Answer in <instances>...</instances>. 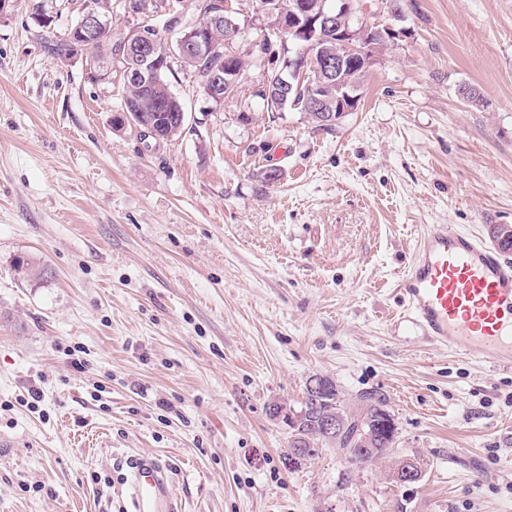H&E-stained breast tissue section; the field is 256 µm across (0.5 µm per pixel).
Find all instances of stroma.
<instances>
[{
	"label": "stroma",
	"instance_id": "obj_1",
	"mask_svg": "<svg viewBox=\"0 0 512 512\" xmlns=\"http://www.w3.org/2000/svg\"><path fill=\"white\" fill-rule=\"evenodd\" d=\"M233 6L236 95L175 67L187 120L161 142L113 127L120 71L54 54L76 0L0 10V512H113L135 453L179 512H512V371L428 345L396 290L425 225H512V0H403L329 128L266 110L296 47L258 56L255 0ZM313 375L384 394L421 481L285 461L268 407Z\"/></svg>",
	"mask_w": 512,
	"mask_h": 512
}]
</instances>
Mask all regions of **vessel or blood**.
Returning a JSON list of instances; mask_svg holds the SVG:
<instances>
[{
	"instance_id": "1",
	"label": "vessel or blood",
	"mask_w": 512,
	"mask_h": 512,
	"mask_svg": "<svg viewBox=\"0 0 512 512\" xmlns=\"http://www.w3.org/2000/svg\"><path fill=\"white\" fill-rule=\"evenodd\" d=\"M397 291L427 342L512 369V260L503 250L447 225H428ZM124 466L129 512H176L156 457L131 455Z\"/></svg>"
}]
</instances>
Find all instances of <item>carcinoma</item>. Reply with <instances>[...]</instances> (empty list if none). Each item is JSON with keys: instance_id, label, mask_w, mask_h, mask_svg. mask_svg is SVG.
Here are the masks:
<instances>
[{"instance_id": "obj_1", "label": "carcinoma", "mask_w": 512, "mask_h": 512, "mask_svg": "<svg viewBox=\"0 0 512 512\" xmlns=\"http://www.w3.org/2000/svg\"><path fill=\"white\" fill-rule=\"evenodd\" d=\"M211 39L216 45V52L211 59L200 61L194 57H186L177 59V62L190 70L199 82L207 70L219 66L239 77L243 76V58L238 54L226 52L224 26L211 27ZM294 40L295 34L288 31L280 35L273 34L268 39L263 38L260 40L262 53L272 55L284 42ZM303 44L311 46L308 54L309 66L315 69H320L324 65L325 47L329 46L343 59V75L346 76V81L358 85L367 72V67L360 57L350 53L347 47L338 42L331 43L323 39V34L318 29L309 31V36L305 37ZM170 72V66L163 69L155 78L154 88L149 93L143 92L136 85L126 87L124 100L138 101V111L130 113L134 123L150 121L162 128L163 133L172 139L182 132L183 127L175 115L181 100L171 92L166 81V75ZM337 94L334 85H295L290 89L282 88V92L272 97L265 107L268 112H280L287 107L298 109L308 115L311 122L322 127V112L305 109V102L319 96L327 103L326 109L334 110ZM458 94L472 107L479 108L485 104L482 88L478 85L463 84L459 87ZM356 399V407L350 408L338 386L332 381L329 382V390L321 394L305 388L303 398L298 402L299 408L306 410L304 423L296 433V436L300 437V443L306 448H334L339 454L342 453V449L347 448L349 456L346 462L358 469L391 458L394 455L396 437L380 425L381 417L388 408L386 397L375 391H364L359 393ZM328 417H339L353 427L360 424L364 428V433L356 439L349 433L339 444L336 438L325 434L321 429L322 422Z\"/></svg>"}]
</instances>
